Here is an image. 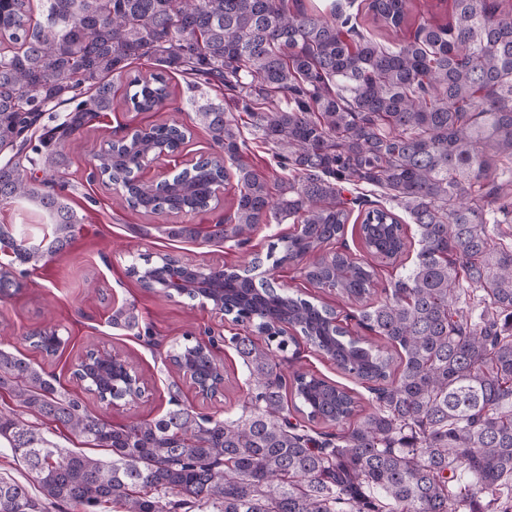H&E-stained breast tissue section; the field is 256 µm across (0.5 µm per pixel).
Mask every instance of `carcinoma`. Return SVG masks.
<instances>
[{
    "instance_id": "carcinoma-1",
    "label": "carcinoma",
    "mask_w": 512,
    "mask_h": 512,
    "mask_svg": "<svg viewBox=\"0 0 512 512\" xmlns=\"http://www.w3.org/2000/svg\"><path fill=\"white\" fill-rule=\"evenodd\" d=\"M364 8L384 30L407 25V0ZM136 61L154 72L128 82L133 111L163 109L176 74L221 89L231 109L191 102L222 165L200 158L170 180L140 183L146 160L191 134L167 123L95 154L90 165L132 208L208 209L233 169V212L208 239L241 243L260 224H295L269 246L268 270L299 266L350 300L370 294L374 261L405 252L402 213L419 250L359 314L384 350L345 335L333 309L272 278L239 266L210 272L216 304L243 326L230 343L249 374L247 400L225 416L179 405L115 426L41 364L0 349V397L16 405L0 410V441L38 487L34 495L0 478V512H512V0H452L448 22L427 20L394 45L350 14L288 0H0V148L9 155L0 203L26 200L52 224L36 242L0 224V252L14 263L42 268L76 238L80 219L45 175L65 165L62 140L112 111V82ZM68 104L74 110L31 146L24 132ZM245 126L279 173L240 164ZM363 204L369 258L327 249ZM129 273L147 288L158 270L147 262ZM19 288L0 269V298ZM111 322L138 328L130 309ZM299 336L365 385L370 409L322 377L281 373L279 354ZM27 338L48 357L61 345L54 329ZM172 360L201 383L222 378L200 343ZM107 371L95 359L88 390L107 385ZM18 408L110 460L61 446Z\"/></svg>"
}]
</instances>
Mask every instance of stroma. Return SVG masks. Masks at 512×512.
<instances>
[{
    "label": "stroma",
    "mask_w": 512,
    "mask_h": 512,
    "mask_svg": "<svg viewBox=\"0 0 512 512\" xmlns=\"http://www.w3.org/2000/svg\"><path fill=\"white\" fill-rule=\"evenodd\" d=\"M111 111L100 113L64 145L67 163L59 171L68 201L83 223L71 246L54 262L35 271L15 266L22 289L0 298V348L33 359L43 360L62 388L77 396L88 410L115 425L163 416L175 404L203 414L238 408L247 393L248 372L229 339L240 328L230 317L216 313L211 305L186 297H168L162 289L141 287L129 273L132 265L159 262L170 255L200 265L218 268L224 264L242 265L265 254L271 242L291 232L288 224L260 225L246 241H186L171 236L170 227L194 224L212 231L214 224L228 216L236 193L235 180H228L219 191L218 208L188 215L146 214L128 206L121 192L91 178L89 160L93 152L106 147L123 131L162 123H182L192 135L172 156L149 160L139 171L140 180L158 184L171 179L199 158L216 155L218 149L198 124L189 101L199 98L187 78L170 82L171 102L158 112H134L124 103L125 83L116 81ZM274 277L282 288L316 304H325L345 315V328L351 335L363 330L352 315L359 302L342 298L309 284L298 268L283 266ZM133 306L138 316V332L112 327L110 317L121 306ZM54 327L63 338L57 356L42 358L31 347L26 334L34 328ZM218 334L215 350L224 372V388L215 396L201 397L192 383L176 367L171 355L186 342L201 339L204 330ZM114 356L125 361L145 388L135 402L107 405L76 380L74 370L89 352ZM310 371L340 383L368 399L362 384L344 375L325 355L309 345H301L299 360L290 354L280 356V370L291 375L295 369Z\"/></svg>",
    "instance_id": "obj_1"
}]
</instances>
